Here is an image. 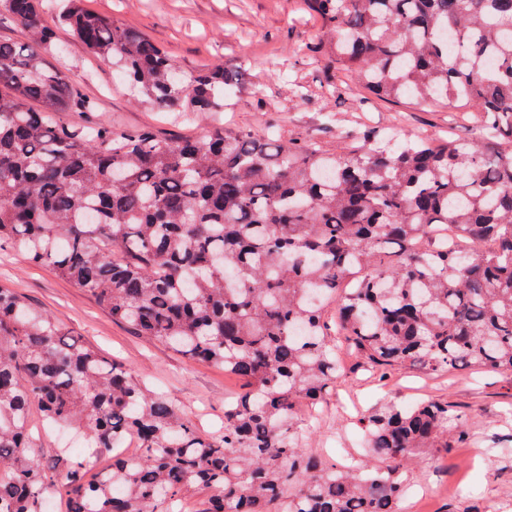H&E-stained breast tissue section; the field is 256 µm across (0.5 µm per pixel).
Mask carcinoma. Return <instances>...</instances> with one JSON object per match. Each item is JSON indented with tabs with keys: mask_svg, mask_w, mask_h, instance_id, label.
Instances as JSON below:
<instances>
[{
	"mask_svg": "<svg viewBox=\"0 0 512 512\" xmlns=\"http://www.w3.org/2000/svg\"><path fill=\"white\" fill-rule=\"evenodd\" d=\"M326 58L387 100L466 107L476 139L368 134L341 153L250 130L203 139L73 125L90 104L48 59L40 0H0V250L90 294L112 319L244 381L207 437L166 394L0 287V512H397L404 472L448 448L451 407L362 421L369 456L328 466L293 427L340 372L337 337L370 368L512 372V0H305ZM56 26L163 109L224 111L247 62L190 76L140 32L57 5ZM38 104L32 110L29 104ZM42 422L112 452L85 477L31 446ZM135 437V458L116 452Z\"/></svg>",
	"mask_w": 512,
	"mask_h": 512,
	"instance_id": "cac0c4a2",
	"label": "carcinoma"
}]
</instances>
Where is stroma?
I'll return each mask as SVG.
<instances>
[{"label":"stroma","mask_w":512,"mask_h":512,"mask_svg":"<svg viewBox=\"0 0 512 512\" xmlns=\"http://www.w3.org/2000/svg\"><path fill=\"white\" fill-rule=\"evenodd\" d=\"M87 9L143 33L184 72L233 59L248 63L242 85L227 91L220 112H169L135 93L112 63L91 56L57 30L51 62L71 75L87 112L67 121L118 128L150 127L163 135L204 137L214 127L269 133L282 141L313 139L343 151L352 134L397 131L438 141L472 138L475 127L455 107L378 100L329 66L321 22L302 0H87ZM0 285L51 314L73 336L122 363L139 380L166 392L189 424L206 434L224 426V404L238 390L222 367L201 364L113 321L86 292L22 255L0 252ZM437 400L467 425V439L440 448L407 473L411 489L401 512H512V375L478 369L429 372L404 365L379 378L346 356L325 400L299 408L303 445L331 463L360 450L359 420L389 404Z\"/></svg>","instance_id":"stroma-1"}]
</instances>
